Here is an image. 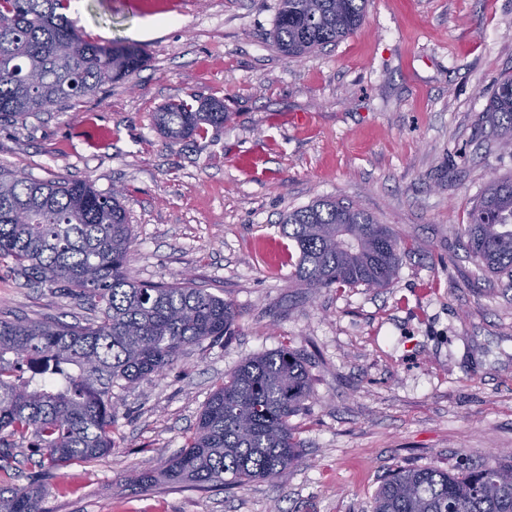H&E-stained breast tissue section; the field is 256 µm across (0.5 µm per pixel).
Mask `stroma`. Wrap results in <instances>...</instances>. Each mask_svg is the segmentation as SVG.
<instances>
[{"mask_svg": "<svg viewBox=\"0 0 512 512\" xmlns=\"http://www.w3.org/2000/svg\"><path fill=\"white\" fill-rule=\"evenodd\" d=\"M278 0H83L71 20L102 45L135 42L132 76L71 107L0 116V169L120 189L138 281L194 278L238 314L229 342L187 347L161 375L114 388L110 451L36 477L45 512H370L397 466L512 451V289L459 230L512 176L487 105L512 75V0H368L353 35L291 59L270 38ZM176 26L143 37L148 16ZM222 100L224 126L174 142L164 104ZM308 112V128L292 125ZM111 127L107 142L89 124ZM319 198L389 225L408 250L384 288H302L281 222ZM0 317L85 323L89 305L0 266ZM289 346L312 397L291 420L300 460L242 487L130 490L194 430L245 358Z\"/></svg>", "mask_w": 512, "mask_h": 512, "instance_id": "obj_1", "label": "stroma"}]
</instances>
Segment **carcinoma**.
<instances>
[{"mask_svg": "<svg viewBox=\"0 0 512 512\" xmlns=\"http://www.w3.org/2000/svg\"><path fill=\"white\" fill-rule=\"evenodd\" d=\"M67 0H0V115L25 119L45 103L66 106L96 94L143 64L135 46L105 47L68 19ZM367 0H279L272 38L289 58L334 45L362 24ZM488 111L512 147V75ZM224 102L164 105L155 126L172 140L228 120ZM122 193L87 181H40L0 173V261L13 274L97 309L86 324L0 318V472L15 450L38 449L44 478L112 448V389L162 373L189 344L229 340L231 303L185 279L135 281L127 272L131 225ZM283 233L305 288H384L405 248L386 224L350 203L320 200L288 214ZM468 253L512 288V177L497 178L460 230ZM312 394L304 355L280 347L243 361L213 391L195 431L158 470L128 475L134 490L160 481L195 488L272 479L301 456L291 424ZM37 487L0 483V512H43ZM371 512H512V457L478 465L399 467L384 478Z\"/></svg>", "mask_w": 512, "mask_h": 512, "instance_id": "cac0c4a2", "label": "carcinoma"}]
</instances>
